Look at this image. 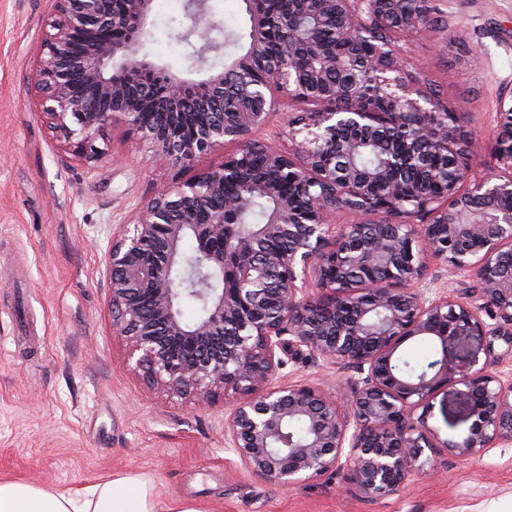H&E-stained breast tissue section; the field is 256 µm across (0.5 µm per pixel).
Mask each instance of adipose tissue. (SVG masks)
Listing matches in <instances>:
<instances>
[{"instance_id":"ef3b65f1","label":"adipose tissue","mask_w":512,"mask_h":512,"mask_svg":"<svg viewBox=\"0 0 512 512\" xmlns=\"http://www.w3.org/2000/svg\"><path fill=\"white\" fill-rule=\"evenodd\" d=\"M0 512H159V504L152 479L143 475L97 483L81 496L1 480Z\"/></svg>"}]
</instances>
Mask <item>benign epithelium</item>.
I'll return each mask as SVG.
<instances>
[{
  "instance_id": "1",
  "label": "benign epithelium",
  "mask_w": 512,
  "mask_h": 512,
  "mask_svg": "<svg viewBox=\"0 0 512 512\" xmlns=\"http://www.w3.org/2000/svg\"><path fill=\"white\" fill-rule=\"evenodd\" d=\"M211 2L186 0L177 34L200 68L224 47ZM421 3L298 0L306 31L291 12L255 20L243 52L193 82L140 54L152 0H53L31 93L56 139L90 163L104 155L96 141L106 129L134 131L160 166L177 170L108 241L115 335L150 385L232 399L225 448L284 488L335 471L384 497L425 471L436 448L471 458L512 444V369L459 374L448 359L463 336L512 337V273L502 274L512 252V104L500 103L491 162L479 166L475 133L400 64L396 39L429 28ZM329 18L344 33L339 47L317 38ZM272 28L279 54L267 60ZM368 85L389 111L366 103ZM292 102L316 107L288 123L292 148L264 150L266 176L240 179L253 133ZM147 113L155 120L143 122ZM392 127L406 131L394 148L385 146ZM226 143L237 152L198 167ZM367 151L378 158L371 168L360 164ZM408 167L426 171L421 183L400 182ZM249 195L272 200L268 223L239 220ZM341 214L351 222L337 223ZM187 239L196 262L184 254ZM230 258L233 278L210 287L208 273L224 274ZM431 259L473 291L458 297L426 278ZM179 271L199 280L204 314L194 322L180 311ZM415 337L442 358L410 373L398 350ZM305 352L350 373L342 402L309 383L272 385L288 357ZM453 383L466 386L473 422L442 440L428 417ZM293 419L306 433L285 445Z\"/></svg>"
}]
</instances>
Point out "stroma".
Wrapping results in <instances>:
<instances>
[{
  "mask_svg": "<svg viewBox=\"0 0 512 512\" xmlns=\"http://www.w3.org/2000/svg\"><path fill=\"white\" fill-rule=\"evenodd\" d=\"M184 3L153 0L142 47L182 72ZM432 3L440 22L412 39L405 66L492 142L500 101L512 96V0ZM51 13L52 0H0V480L79 495L142 474L165 510L186 501L201 512H512V446L466 459L436 449L433 470L384 498L336 472L284 489L225 450L223 393L148 389L113 330L103 252L172 174L152 166L133 131H108L93 171L56 141L28 92ZM452 358L462 371L507 366L512 342L465 336ZM345 378L310 355L278 375L332 393ZM433 406L440 438L467 432L464 385L440 389Z\"/></svg>",
  "mask_w": 512,
  "mask_h": 512,
  "instance_id": "35a3bbf8",
  "label": "stroma"
}]
</instances>
